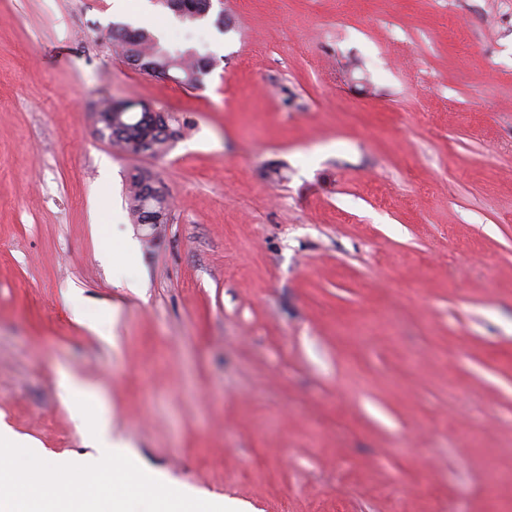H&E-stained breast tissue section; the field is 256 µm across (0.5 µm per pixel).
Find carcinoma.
<instances>
[{
  "label": "carcinoma",
  "instance_id": "obj_1",
  "mask_svg": "<svg viewBox=\"0 0 512 512\" xmlns=\"http://www.w3.org/2000/svg\"><path fill=\"white\" fill-rule=\"evenodd\" d=\"M163 5L184 21L196 23L210 13V0H162ZM106 47L122 56L129 64L147 75L157 72L176 74V81L190 88L196 87L213 67L214 61L193 49L165 47L158 36L145 29L128 24H111L100 32ZM140 111H135V108ZM96 111L112 115L113 125L120 129L118 139L111 146L125 154H135L144 145H150V155H166L181 138V127L173 126L175 118L167 113L151 112L145 106L131 101L102 99ZM158 184L149 169H137L128 176L126 198L134 223H145L146 210L143 192L146 186Z\"/></svg>",
  "mask_w": 512,
  "mask_h": 512
}]
</instances>
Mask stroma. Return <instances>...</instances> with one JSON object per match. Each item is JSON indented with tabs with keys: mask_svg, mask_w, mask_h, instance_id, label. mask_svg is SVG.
I'll list each match as a JSON object with an SVG mask.
<instances>
[{
	"mask_svg": "<svg viewBox=\"0 0 512 512\" xmlns=\"http://www.w3.org/2000/svg\"><path fill=\"white\" fill-rule=\"evenodd\" d=\"M211 12L0 0V424L47 462L98 461L67 370L138 465L194 497L512 512V0ZM145 14L214 57L199 86L102 45ZM104 97L189 131L126 155L96 133ZM136 168L167 223H134ZM103 225L138 258L104 263ZM72 290L118 316L78 325Z\"/></svg>",
	"mask_w": 512,
	"mask_h": 512,
	"instance_id": "35a3bbf8",
	"label": "stroma"
}]
</instances>
